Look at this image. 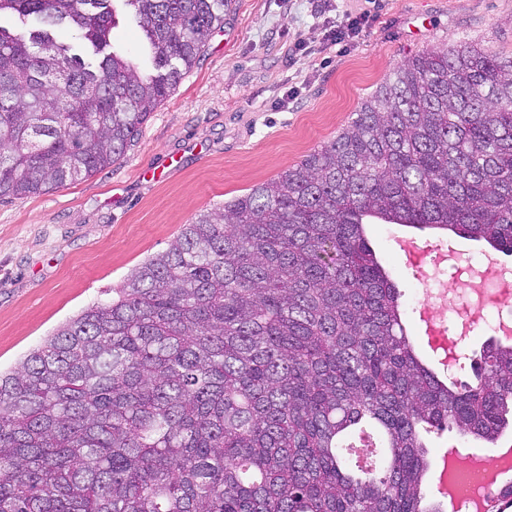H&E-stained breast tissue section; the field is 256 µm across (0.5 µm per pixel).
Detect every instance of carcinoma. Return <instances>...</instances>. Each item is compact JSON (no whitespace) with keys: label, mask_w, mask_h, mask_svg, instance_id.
Masks as SVG:
<instances>
[{"label":"carcinoma","mask_w":512,"mask_h":512,"mask_svg":"<svg viewBox=\"0 0 512 512\" xmlns=\"http://www.w3.org/2000/svg\"><path fill=\"white\" fill-rule=\"evenodd\" d=\"M232 0H0V198L109 167ZM144 37L143 72L112 43ZM376 219L512 255V58L399 67L336 139L197 214L0 372V512H438L426 435L512 427V347L450 383L410 345ZM385 448L357 475L346 436ZM112 38L115 45L124 48L142 64L144 59V46L141 31L130 24L120 22L112 30Z\"/></svg>","instance_id":"1"}]
</instances>
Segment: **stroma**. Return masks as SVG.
<instances>
[{
	"label": "stroma",
	"instance_id": "stroma-1",
	"mask_svg": "<svg viewBox=\"0 0 512 512\" xmlns=\"http://www.w3.org/2000/svg\"><path fill=\"white\" fill-rule=\"evenodd\" d=\"M365 27L345 49L325 33ZM468 42L512 57V0H232L199 64L148 118L122 158L64 188L0 201V369L164 251L201 210L331 142L400 64ZM370 224L378 260L406 299L446 295L447 324L470 302L449 263L418 271ZM364 22L365 20L361 18L347 17L336 29L327 32L325 39L333 46L345 43L348 41L347 38H352L361 31Z\"/></svg>",
	"mask_w": 512,
	"mask_h": 512
}]
</instances>
